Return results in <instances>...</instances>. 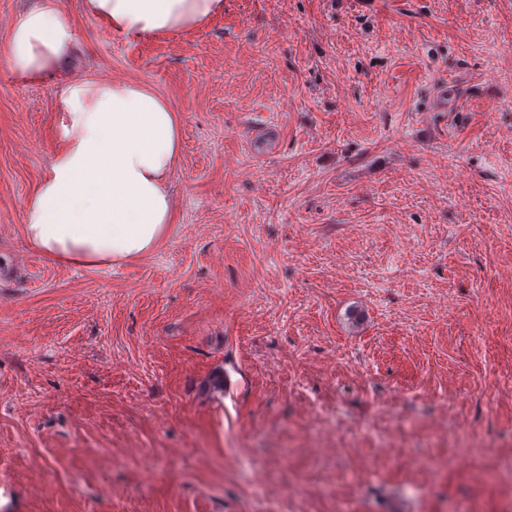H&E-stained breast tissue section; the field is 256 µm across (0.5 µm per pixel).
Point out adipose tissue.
I'll return each mask as SVG.
<instances>
[{"label":"adipose tissue","instance_id":"ef3b65f1","mask_svg":"<svg viewBox=\"0 0 512 512\" xmlns=\"http://www.w3.org/2000/svg\"><path fill=\"white\" fill-rule=\"evenodd\" d=\"M84 14L127 38L201 30L224 0H80ZM76 34L62 0H33L11 26L6 54L26 82L62 77L56 145L23 206L31 247L53 262L85 268L150 254L173 221L171 174L182 148L178 113L144 85L68 77Z\"/></svg>","mask_w":512,"mask_h":512}]
</instances>
